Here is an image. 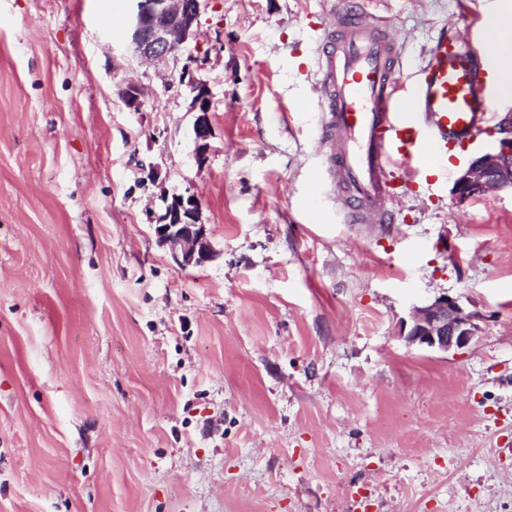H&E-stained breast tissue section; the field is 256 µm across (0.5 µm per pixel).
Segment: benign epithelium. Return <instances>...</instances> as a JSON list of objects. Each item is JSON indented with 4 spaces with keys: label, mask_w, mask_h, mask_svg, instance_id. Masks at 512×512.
Returning a JSON list of instances; mask_svg holds the SVG:
<instances>
[{
    "label": "benign epithelium",
    "mask_w": 512,
    "mask_h": 512,
    "mask_svg": "<svg viewBox=\"0 0 512 512\" xmlns=\"http://www.w3.org/2000/svg\"><path fill=\"white\" fill-rule=\"evenodd\" d=\"M130 39L134 52L143 60L165 66L169 59L196 35L206 0H134ZM180 83L191 95L193 157L203 165L211 151L214 136L210 117L209 83L190 71H183ZM124 104L133 111L143 106L141 85L129 79L118 90ZM512 187V134L499 141L493 155L474 159L455 179L452 192L465 203L490 192ZM161 211L151 213L159 242L170 248L181 267L202 266L215 257V251L201 222V202L197 195L160 194ZM479 315L466 310L458 299L446 294L433 302L416 306L410 314L408 330L402 338L409 346L448 352L467 346L479 332Z\"/></svg>",
    "instance_id": "benign-epithelium-1"
}]
</instances>
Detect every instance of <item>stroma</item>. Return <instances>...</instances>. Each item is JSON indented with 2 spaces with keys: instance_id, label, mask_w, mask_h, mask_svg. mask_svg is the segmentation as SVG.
<instances>
[{
  "instance_id": "35a3bbf8",
  "label": "stroma",
  "mask_w": 512,
  "mask_h": 512,
  "mask_svg": "<svg viewBox=\"0 0 512 512\" xmlns=\"http://www.w3.org/2000/svg\"><path fill=\"white\" fill-rule=\"evenodd\" d=\"M334 2L209 0L158 69L112 35L134 0H0V512H512V188L452 193L512 97L391 223H311ZM359 3L411 72L443 32L481 51L494 0ZM163 191L199 197L204 266L158 244ZM443 294L479 335L406 345ZM179 81L186 85L191 95L190 110L196 114L193 122L192 154L197 165L202 166L209 157L214 136L210 117L211 89L207 81L196 78L189 70L182 72Z\"/></svg>"
}]
</instances>
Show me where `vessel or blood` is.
<instances>
[{"instance_id":"b4317fda","label":"vessel or blood","mask_w":512,"mask_h":512,"mask_svg":"<svg viewBox=\"0 0 512 512\" xmlns=\"http://www.w3.org/2000/svg\"><path fill=\"white\" fill-rule=\"evenodd\" d=\"M391 20L332 8L314 53L318 145L335 202L352 224H386L405 187L399 170L444 166L461 139L492 119V90L476 53L440 37L413 82L401 78L402 46Z\"/></svg>"}]
</instances>
